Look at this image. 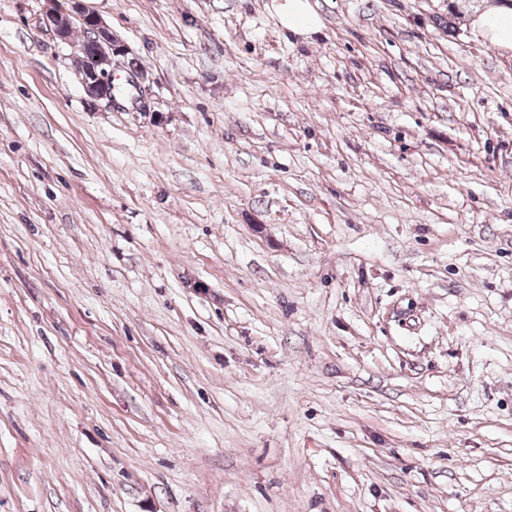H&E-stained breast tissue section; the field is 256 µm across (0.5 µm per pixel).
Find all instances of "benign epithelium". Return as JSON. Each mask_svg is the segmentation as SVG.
<instances>
[{
	"label": "benign epithelium",
	"mask_w": 512,
	"mask_h": 512,
	"mask_svg": "<svg viewBox=\"0 0 512 512\" xmlns=\"http://www.w3.org/2000/svg\"><path fill=\"white\" fill-rule=\"evenodd\" d=\"M50 7L43 14L42 21L64 44L70 43L67 32L77 19L89 31L90 40L97 46L98 59H79V73L82 90L89 105L95 106L100 101L115 102L114 77L112 74V57L118 54L112 32L103 21L93 12L81 8V0H68L71 8L63 9L58 6V0H46Z\"/></svg>",
	"instance_id": "7a95c632"
}]
</instances>
